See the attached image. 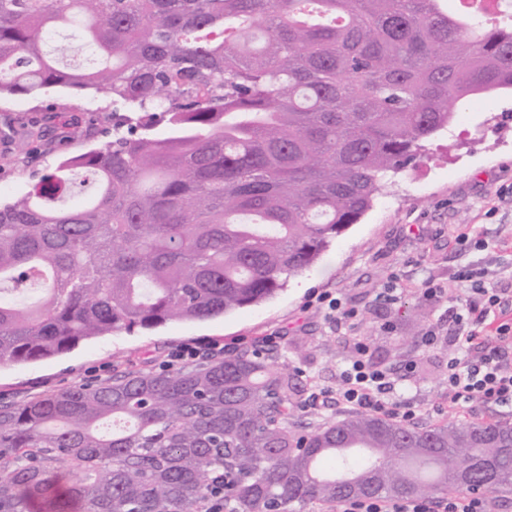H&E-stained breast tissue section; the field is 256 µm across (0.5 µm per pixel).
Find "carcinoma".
<instances>
[{"mask_svg": "<svg viewBox=\"0 0 512 512\" xmlns=\"http://www.w3.org/2000/svg\"><path fill=\"white\" fill-rule=\"evenodd\" d=\"M62 28L88 64L44 51ZM53 89L125 109L107 145L0 200V364L275 296L458 102L512 93V0L480 20L440 0H0V97ZM74 171L88 203L68 202ZM295 394L252 350L0 405V512H296L368 474L365 497L457 492L478 457L498 478L467 491L512 483L510 425L360 415L299 435Z\"/></svg>", "mask_w": 512, "mask_h": 512, "instance_id": "1", "label": "carcinoma"}]
</instances>
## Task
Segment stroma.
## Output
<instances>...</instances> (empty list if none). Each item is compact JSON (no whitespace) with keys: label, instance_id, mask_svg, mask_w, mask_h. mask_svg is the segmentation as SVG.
<instances>
[{"label":"stroma","instance_id":"1","mask_svg":"<svg viewBox=\"0 0 512 512\" xmlns=\"http://www.w3.org/2000/svg\"><path fill=\"white\" fill-rule=\"evenodd\" d=\"M112 107L106 91L1 98L0 198L20 195L63 159L107 140ZM457 112L464 118L461 130L433 142L420 162L388 185L360 223L274 297L205 321L115 332L52 358L0 365V403L95 384L133 369H158L169 352L197 341L236 353L279 334L283 340L270 349V362L289 367L299 390L294 421L310 430L349 416L330 394L359 341L369 346V364L391 371L402 396L415 405L417 426L463 420L512 425L507 408L442 409L451 349L444 341L430 348L421 341L425 327L448 330V305L426 300L425 284L447 286L465 266L492 276L512 268V248L503 245L512 239V94L468 101ZM466 229L482 238L484 247L455 249L452 234ZM392 273L399 301L384 306L375 295ZM326 290L357 311L354 328L336 326L323 311L308 306L310 293ZM410 360L417 363L411 371L406 368Z\"/></svg>","mask_w":512,"mask_h":512}]
</instances>
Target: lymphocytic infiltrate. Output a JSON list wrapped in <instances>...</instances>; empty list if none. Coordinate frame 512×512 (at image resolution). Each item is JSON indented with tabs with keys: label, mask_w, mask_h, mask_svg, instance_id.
Returning a JSON list of instances; mask_svg holds the SVG:
<instances>
[{
	"label": "lymphocytic infiltrate",
	"mask_w": 512,
	"mask_h": 512,
	"mask_svg": "<svg viewBox=\"0 0 512 512\" xmlns=\"http://www.w3.org/2000/svg\"><path fill=\"white\" fill-rule=\"evenodd\" d=\"M457 292L424 288L426 299L451 298L454 324L448 342L455 348L448 357V397L451 411L470 409L481 403L489 408L512 405V275L503 288L486 287L483 273L462 268L455 281ZM368 347L357 343L354 354L340 372L337 403L371 415L386 416L401 423L414 422L413 404L402 398L389 371L373 368L366 360ZM340 512H491L490 503L468 493L443 499L359 498L343 501Z\"/></svg>",
	"instance_id": "lymphocytic-infiltrate-1"
}]
</instances>
